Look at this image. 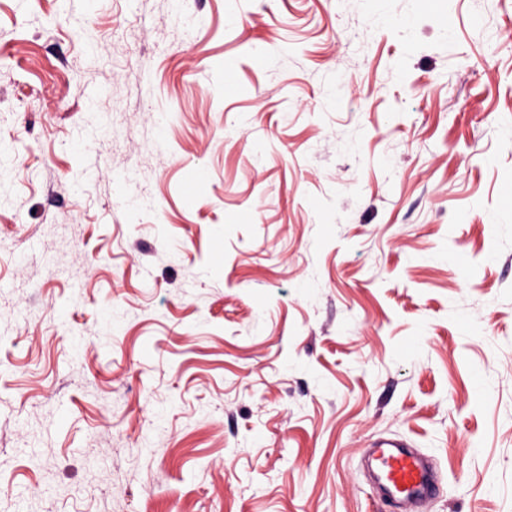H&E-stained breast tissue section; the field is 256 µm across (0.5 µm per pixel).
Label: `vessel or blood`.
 I'll return each mask as SVG.
<instances>
[{
  "mask_svg": "<svg viewBox=\"0 0 512 512\" xmlns=\"http://www.w3.org/2000/svg\"><path fill=\"white\" fill-rule=\"evenodd\" d=\"M375 483L392 512L435 498L439 481L433 466L400 439L386 438L372 450Z\"/></svg>",
  "mask_w": 512,
  "mask_h": 512,
  "instance_id": "1",
  "label": "vessel or blood"
}]
</instances>
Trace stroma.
I'll return each mask as SVG.
<instances>
[{
	"mask_svg": "<svg viewBox=\"0 0 512 512\" xmlns=\"http://www.w3.org/2000/svg\"><path fill=\"white\" fill-rule=\"evenodd\" d=\"M512 0H0V512H512ZM374 478L392 512H418L401 507L435 498L439 481L433 466L400 439L386 438L372 449Z\"/></svg>",
	"mask_w": 512,
	"mask_h": 512,
	"instance_id": "obj_1",
	"label": "stroma"
}]
</instances>
